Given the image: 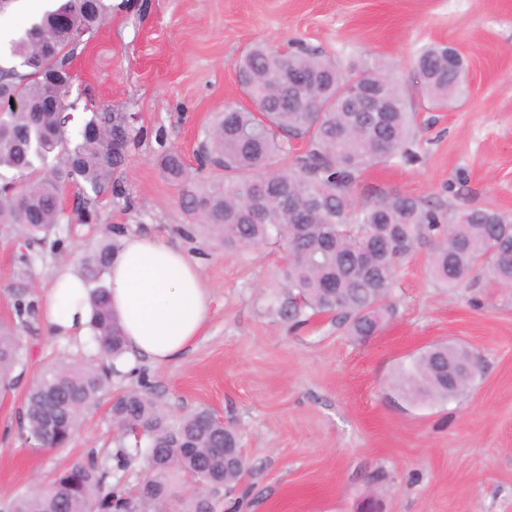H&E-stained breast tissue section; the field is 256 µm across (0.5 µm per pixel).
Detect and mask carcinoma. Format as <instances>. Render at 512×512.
<instances>
[{
    "label": "carcinoma",
    "mask_w": 512,
    "mask_h": 512,
    "mask_svg": "<svg viewBox=\"0 0 512 512\" xmlns=\"http://www.w3.org/2000/svg\"><path fill=\"white\" fill-rule=\"evenodd\" d=\"M71 15L75 37L53 31L55 17ZM105 19L103 0H62L43 12L10 44L11 56L28 68L0 69V100L26 102L18 111L0 112V224L20 227L28 265L29 251L47 241L59 246L61 224L88 223L106 197L126 199L120 167L131 140L141 129L123 122L115 112H94L91 121L107 128L109 145L78 136L67 141L69 67L83 42ZM419 90L433 109L465 88V63H448V46L430 44L416 58ZM237 75L265 120L232 106L207 133V155L220 171L199 183L182 156H160L163 174L178 190L189 223L209 233L227 250L259 245L288 253L274 294L278 317L293 328L312 318L329 316L336 328L365 339L376 335L394 314L392 290L401 261L429 244L430 277L454 288L480 276L497 287L512 286V222L491 208L470 207L453 216L428 200L390 194L357 204L352 190L375 166L416 159V112L408 88L391 67L364 58L341 67L335 59L307 48L284 54L257 43L236 63ZM300 73L318 81L317 98L301 105L283 102L281 83ZM387 76L386 95L396 104L384 122L367 135L353 129L359 113L348 111L345 87L353 79ZM65 76L59 91L60 109L44 105L47 76ZM299 140L303 153L287 167L275 166L282 151L279 135ZM75 188L73 210L66 214L60 198ZM116 242L107 229L79 258L91 287L90 322L101 360L61 361L48 367L26 390L19 411L20 427L34 445H67L84 415L98 406L116 362L124 355V332L112 316L104 282ZM34 305L20 302L17 320L0 321V394L19 384L27 356L18 327L34 314ZM478 367L467 347L437 342L420 352L391 382L407 399L446 401L463 394L462 378ZM201 409L171 420L146 392L130 389L117 397L108 416L117 433L113 453H91L58 471L33 495L11 499L8 512H224V495L238 484L247 462H224V449L241 447L232 427L208 421ZM145 462L143 474L129 489L112 482V468L126 470ZM183 473L192 487L179 494L171 479Z\"/></svg>",
    "instance_id": "cac0c4a2"
}]
</instances>
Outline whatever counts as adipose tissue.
<instances>
[{
	"label": "adipose tissue",
	"instance_id": "1",
	"mask_svg": "<svg viewBox=\"0 0 512 512\" xmlns=\"http://www.w3.org/2000/svg\"><path fill=\"white\" fill-rule=\"evenodd\" d=\"M116 243L107 279L128 351L157 365L182 359L210 312L198 262L151 231L122 235ZM88 296L80 268L60 266L40 303L48 329L57 336L87 335Z\"/></svg>",
	"mask_w": 512,
	"mask_h": 512
}]
</instances>
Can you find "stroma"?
Listing matches in <instances>:
<instances>
[{
  "mask_svg": "<svg viewBox=\"0 0 512 512\" xmlns=\"http://www.w3.org/2000/svg\"><path fill=\"white\" fill-rule=\"evenodd\" d=\"M104 23L73 62L67 130L76 137L91 107L132 117L142 133L120 178L132 201L105 204L101 221L149 229L186 249L211 292V312L182 360H145L112 376L111 394L148 392L171 419L206 408L241 436L247 469L235 488L242 512H512V289L481 280L438 287L428 247L400 267L396 309L382 331L357 340L321 317L292 330L271 308L284 254L233 253L188 218L157 158L180 153L189 171L215 113L245 101L234 64L253 43L294 42L341 64L368 56L411 80L417 52L443 42L465 58L468 88L447 108L415 100L417 158L369 170L356 202L392 193L447 212L492 207L512 220V0H104ZM94 225L75 224L64 247H39L19 277L24 247L0 225V319L17 301H39L54 269L84 250ZM20 334L27 378L50 364L96 357L94 342L52 335L41 318ZM441 341L479 359L470 390L443 402L410 403L390 388L399 365ZM24 392L0 400V512L32 494L53 470L112 449L106 408L89 413L63 448H33L18 424Z\"/></svg>",
  "mask_w": 512,
  "mask_h": 512,
  "instance_id": "1",
  "label": "stroma"
}]
</instances>
